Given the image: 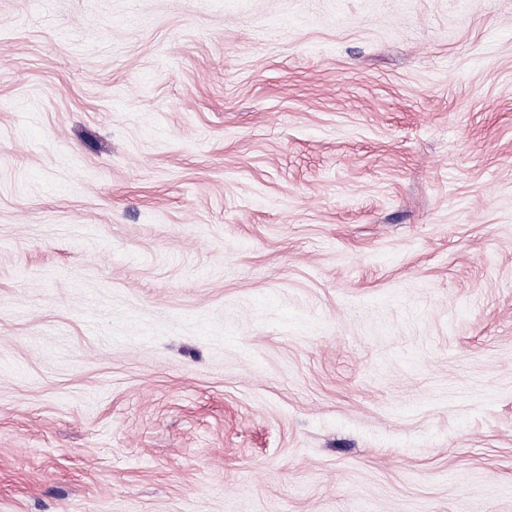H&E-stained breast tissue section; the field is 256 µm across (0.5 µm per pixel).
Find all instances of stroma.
Wrapping results in <instances>:
<instances>
[{"mask_svg":"<svg viewBox=\"0 0 512 512\" xmlns=\"http://www.w3.org/2000/svg\"><path fill=\"white\" fill-rule=\"evenodd\" d=\"M0 512H512V0H0Z\"/></svg>","mask_w":512,"mask_h":512,"instance_id":"stroma-1","label":"stroma"}]
</instances>
